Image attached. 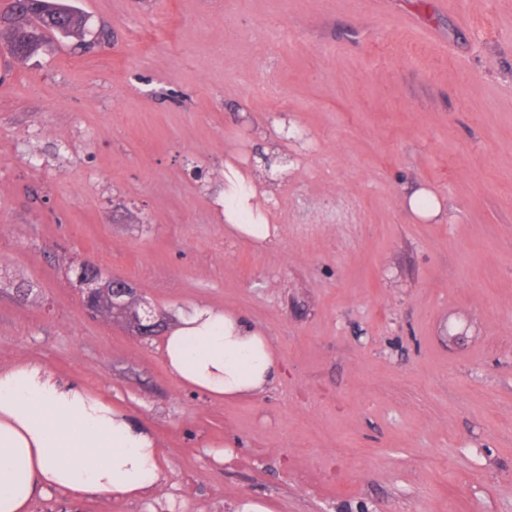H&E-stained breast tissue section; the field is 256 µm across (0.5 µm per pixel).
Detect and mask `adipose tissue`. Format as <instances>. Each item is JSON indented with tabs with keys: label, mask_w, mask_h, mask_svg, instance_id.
<instances>
[{
	"label": "adipose tissue",
	"mask_w": 512,
	"mask_h": 512,
	"mask_svg": "<svg viewBox=\"0 0 512 512\" xmlns=\"http://www.w3.org/2000/svg\"><path fill=\"white\" fill-rule=\"evenodd\" d=\"M224 229L259 242L276 233L254 214L251 180L231 171ZM162 354L183 386L222 401L273 383L279 362L264 333L241 312L198 305L165 336ZM160 479L151 431L103 395L40 363L0 368V512H29L50 490L74 499H140Z\"/></svg>",
	"instance_id": "ef3b65f1"
}]
</instances>
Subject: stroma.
<instances>
[{"mask_svg":"<svg viewBox=\"0 0 512 512\" xmlns=\"http://www.w3.org/2000/svg\"><path fill=\"white\" fill-rule=\"evenodd\" d=\"M71 2L83 37L0 50V365L110 399L162 479L30 512H512V0ZM283 116L309 139L258 245L217 199ZM83 261L170 327L245 312L280 376L183 387L162 333L85 316ZM406 203L410 210L425 218H435L440 215L442 205L440 201L431 193L424 190H417L406 195ZM426 201L427 205L423 206Z\"/></svg>","mask_w":512,"mask_h":512,"instance_id":"stroma-1","label":"stroma"}]
</instances>
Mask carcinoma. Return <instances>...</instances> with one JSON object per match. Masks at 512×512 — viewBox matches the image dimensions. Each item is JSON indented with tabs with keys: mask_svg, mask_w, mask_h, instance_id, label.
Instances as JSON below:
<instances>
[{
	"mask_svg": "<svg viewBox=\"0 0 512 512\" xmlns=\"http://www.w3.org/2000/svg\"><path fill=\"white\" fill-rule=\"evenodd\" d=\"M7 24L0 26V47L18 59L38 54L53 37H79L86 15L69 0H15L4 11Z\"/></svg>",
	"mask_w": 512,
	"mask_h": 512,
	"instance_id": "carcinoma-1",
	"label": "carcinoma"
}]
</instances>
